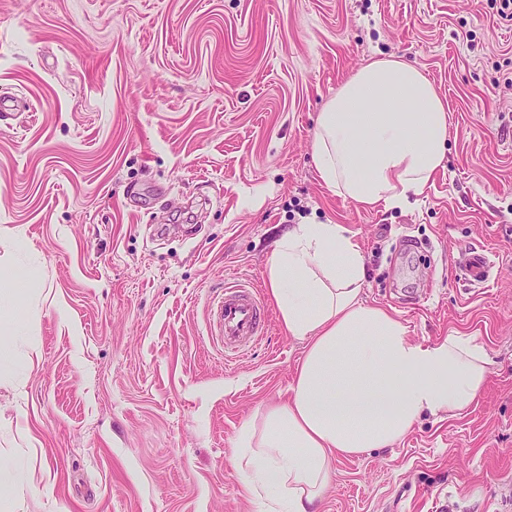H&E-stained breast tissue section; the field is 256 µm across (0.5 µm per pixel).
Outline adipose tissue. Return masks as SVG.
Returning <instances> with one entry per match:
<instances>
[{
  "instance_id": "1",
  "label": "adipose tissue",
  "mask_w": 512,
  "mask_h": 512,
  "mask_svg": "<svg viewBox=\"0 0 512 512\" xmlns=\"http://www.w3.org/2000/svg\"><path fill=\"white\" fill-rule=\"evenodd\" d=\"M448 103L415 66L379 58L321 110L313 166L325 186L361 206L404 208L423 195L448 149ZM364 256L341 225L303 222L278 239L269 292L288 335L308 346L286 403L238 434L250 482L275 512H319L332 462L391 448L424 415L456 417L477 403L491 361L459 332L411 342L403 323L365 303ZM29 329L0 341V376L33 367Z\"/></svg>"
}]
</instances>
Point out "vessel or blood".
<instances>
[{"mask_svg":"<svg viewBox=\"0 0 512 512\" xmlns=\"http://www.w3.org/2000/svg\"><path fill=\"white\" fill-rule=\"evenodd\" d=\"M495 262L482 249L466 251L459 263L460 278L467 285L485 287L495 278ZM266 310L249 287L231 285L210 308V334L225 351L236 352L257 342L263 335Z\"/></svg>","mask_w":512,"mask_h":512,"instance_id":"b4317fda","label":"vessel or blood"}]
</instances>
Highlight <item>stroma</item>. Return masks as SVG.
Wrapping results in <instances>:
<instances>
[{"instance_id":"stroma-1","label":"stroma","mask_w":512,"mask_h":512,"mask_svg":"<svg viewBox=\"0 0 512 512\" xmlns=\"http://www.w3.org/2000/svg\"><path fill=\"white\" fill-rule=\"evenodd\" d=\"M497 0H0V273L38 354L0 378L11 512H264L240 429L286 403L304 356L276 307L235 357L213 343L225 284L267 287L290 225H342L362 298L418 343L479 337L476 406L333 463L321 512H512V22ZM410 63L447 99L445 166L406 209L319 180L325 103L367 62ZM485 247L477 293L455 276ZM460 279L471 287H487L495 279V262L484 249L465 251L459 262ZM29 478V472L26 469L15 463H1L0 464V492L5 496L3 507L7 505L6 495L16 485L24 482Z\"/></svg>"}]
</instances>
